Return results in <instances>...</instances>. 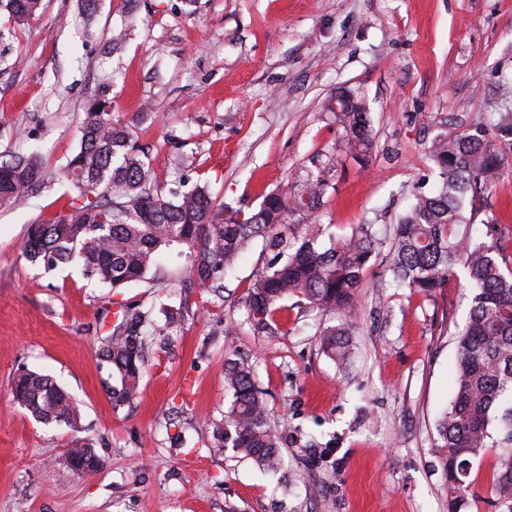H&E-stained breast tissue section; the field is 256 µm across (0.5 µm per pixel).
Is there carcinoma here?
<instances>
[{
	"instance_id": "obj_1",
	"label": "carcinoma",
	"mask_w": 512,
	"mask_h": 512,
	"mask_svg": "<svg viewBox=\"0 0 512 512\" xmlns=\"http://www.w3.org/2000/svg\"><path fill=\"white\" fill-rule=\"evenodd\" d=\"M39 0H6L17 24L35 15ZM112 103L101 96L88 105L79 149L57 173L71 189L70 209L50 222L31 225L25 253L50 269L70 265L82 275L116 291L145 278L166 249L186 256V279L214 288L258 240L265 260L252 273L245 297V322L258 336L278 331L281 302L297 297L322 316L343 318L319 331L322 352L344 365L349 358L351 318L378 241L370 224H359L338 237L317 223L336 167L329 156L300 183H286L265 195L259 207L243 213L216 202L205 186L182 191L159 184L130 128L112 119ZM328 111L342 129L343 146L361 166L371 156V124L363 98L337 100ZM430 161L439 184L418 194L405 215L392 226L389 271L399 288L431 295L461 265L472 286L469 316L458 332V358L453 398L436 425L435 455L448 486V512L468 504L472 461L490 448L498 450L494 506L512 512V268L500 244L499 225L487 224L475 242L466 202L494 187L504 155L487 130L440 136ZM48 178L34 152L0 165V205L37 193ZM165 322L150 319L137 304L120 305V314L103 338L101 356L119 385L110 387L114 407L138 394L146 364L144 336L169 335L181 313L163 308ZM224 385L231 401L224 425L217 428L219 447H230L240 459L265 473L284 464L282 436L271 424V411L257 391L252 367L241 359L224 363ZM14 400L38 421L77 428L80 411L73 399L46 375L24 369L14 377ZM66 460L76 473L97 472L100 458L92 443L78 439Z\"/></svg>"
}]
</instances>
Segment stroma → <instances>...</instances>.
Returning a JSON list of instances; mask_svg holds the SVG:
<instances>
[{"label":"stroma","instance_id":"stroma-1","mask_svg":"<svg viewBox=\"0 0 512 512\" xmlns=\"http://www.w3.org/2000/svg\"><path fill=\"white\" fill-rule=\"evenodd\" d=\"M505 76L512 0H101L89 21L80 0H41L22 25L0 10V162L34 148L56 172L104 92L158 182L205 185L250 212L339 154L327 105L351 90L366 101L372 157L365 168L342 157L321 221L339 235L370 224L384 239L414 192L434 187L435 139L492 127ZM498 147L507 162L473 222L498 224L512 260V142ZM68 201L51 178L27 202L0 206V512H448L433 448L468 315L463 268L435 294L413 293L395 287L381 247L341 368L322 353L321 316L306 305L288 300L273 336L245 323L260 248L217 290L187 287L175 262L115 293L30 261L31 224L65 214ZM126 301L159 322L163 304L183 319L168 350L149 353L137 398L116 408L99 352ZM234 354L252 363L287 439L277 476L215 445ZM22 368L72 396L79 429L39 423L14 401ZM79 437L95 444V476L65 461ZM497 464L492 449L474 461L466 512H493Z\"/></svg>","mask_w":512,"mask_h":512}]
</instances>
